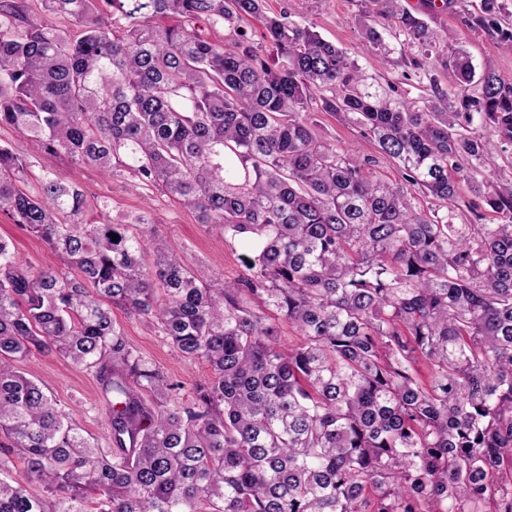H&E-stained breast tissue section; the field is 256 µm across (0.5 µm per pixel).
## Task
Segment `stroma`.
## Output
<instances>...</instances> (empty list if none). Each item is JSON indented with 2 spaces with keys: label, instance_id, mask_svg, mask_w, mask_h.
Listing matches in <instances>:
<instances>
[{
  "label": "stroma",
  "instance_id": "1",
  "mask_svg": "<svg viewBox=\"0 0 512 512\" xmlns=\"http://www.w3.org/2000/svg\"><path fill=\"white\" fill-rule=\"evenodd\" d=\"M446 11L427 8V0H402L414 15L422 18L438 36L436 50L447 54L461 47L470 54L475 66L493 59L497 71L512 77V52L498 49L496 34L470 27L468 18L479 15L481 0H447ZM273 12L285 11L295 20L310 24L321 36L348 52L359 67L372 76L400 81L406 66L401 59V36L395 35L387 20L379 28L392 49L393 63L380 68L374 48L366 44L356 21V0H269ZM315 132L324 142L334 146H350L361 157L370 159L369 172L378 180L395 183L401 172L397 163L381 154L372 141L364 139L352 118L315 110ZM28 160L32 173L54 170L64 181L78 184L91 205H103L113 223L125 224L140 213L150 211L160 232L182 256L185 264L203 281L217 282L235 278L242 271L240 244L225 243L217 231L197 223L194 213L180 201L166 196L155 187L137 183L128 173L104 176L91 166H77L60 155L31 152ZM0 237L11 241L17 256L30 266L39 268L53 262L54 257L43 240L22 229L6 214L0 213ZM113 316L124 330L130 344L153 367L171 382L179 384L182 400H190L196 384L210 375L201 360L185 358L144 319L114 309ZM28 377L42 381L60 406L73 412L80 425L98 443L107 439L106 408L96 378L71 365L54 352L33 353L24 363Z\"/></svg>",
  "mask_w": 512,
  "mask_h": 512
}]
</instances>
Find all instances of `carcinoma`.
I'll return each instance as SVG.
<instances>
[{
	"label": "carcinoma",
	"instance_id": "1",
	"mask_svg": "<svg viewBox=\"0 0 512 512\" xmlns=\"http://www.w3.org/2000/svg\"><path fill=\"white\" fill-rule=\"evenodd\" d=\"M36 2L60 23L0 0V128L161 188L247 254L215 288L151 221H86L79 185L0 145V211L62 262L32 271L0 238V512H512V181L481 177L491 141L512 145V78L456 48L438 58L454 86L414 98L266 0ZM364 2L382 62L378 18L421 68L435 32L401 0ZM506 14L482 0L476 23ZM315 104L353 115L402 181L322 142ZM462 182L495 223H453ZM114 306L209 364L192 400ZM44 350L96 377L108 447L22 371Z\"/></svg>",
	"mask_w": 512,
	"mask_h": 512
}]
</instances>
